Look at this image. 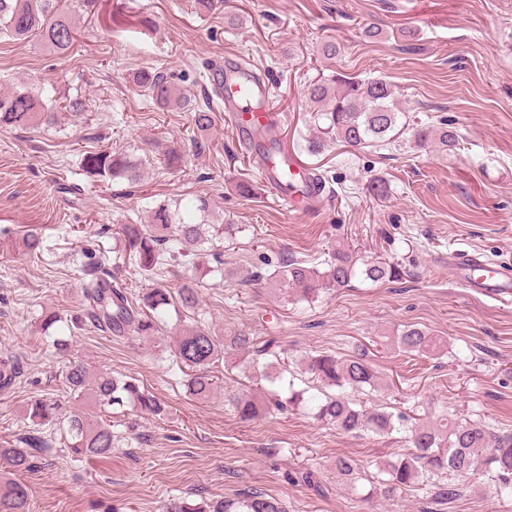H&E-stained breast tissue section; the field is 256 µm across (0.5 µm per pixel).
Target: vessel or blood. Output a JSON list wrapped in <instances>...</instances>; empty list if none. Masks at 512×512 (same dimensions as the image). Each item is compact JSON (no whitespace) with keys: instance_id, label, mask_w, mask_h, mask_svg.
<instances>
[{"instance_id":"1","label":"vessel or blood","mask_w":512,"mask_h":512,"mask_svg":"<svg viewBox=\"0 0 512 512\" xmlns=\"http://www.w3.org/2000/svg\"><path fill=\"white\" fill-rule=\"evenodd\" d=\"M209 78L220 93L226 121L278 203L296 212L323 208L327 196L319 177L289 149L282 134L285 115L268 106L267 80L234 56L215 64ZM448 266L465 287L503 303L512 300V271L491 265L479 251H455Z\"/></svg>"}]
</instances>
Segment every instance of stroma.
I'll return each mask as SVG.
<instances>
[{
	"label": "stroma",
	"instance_id": "stroma-1",
	"mask_svg": "<svg viewBox=\"0 0 512 512\" xmlns=\"http://www.w3.org/2000/svg\"><path fill=\"white\" fill-rule=\"evenodd\" d=\"M69 11L76 40L66 53L0 39V87L32 82L85 101L79 120L0 127V355L19 366L14 385L0 390V443L18 445L36 430L26 415L31 400L83 409L64 379L72 362L93 375L137 379L164 412L113 410L121 442L97 460L68 454L56 427L39 429L46 445L22 476L31 512H163L171 499L199 504L246 488L281 500L287 512H512V497L498 496V476L485 471L443 505L429 482L391 500H363L337 482L336 457L370 476L403 450L399 437L345 434L294 407L241 421L224 393L255 390V380L216 365L222 388L199 400L171 357L177 333L195 323L243 329L277 341L284 379L301 390L317 385L302 358H343L365 343L390 387L354 393L360 405L423 419L454 413L512 432V305L462 288L448 267L455 249L512 267V0H216L207 14L195 0H97L92 8L70 0ZM371 26L384 38L368 39ZM329 40L340 46L332 59L321 52ZM230 53L270 75L285 136L331 191L321 210L286 211L237 152L224 120L199 133L190 113L152 108L131 81L156 67L200 100L211 88L208 64ZM339 73L384 76L408 116L448 121L456 147L441 154L405 140L353 150L319 137L323 121L305 90ZM157 140L189 149L186 168H162ZM101 147L145 158L143 180L82 175L84 153ZM243 183L250 194L240 192ZM72 184L81 197L67 193ZM199 197L235 227L220 245L230 278L206 275L197 311L170 315L156 335L86 325L56 346L43 315L67 322L85 309L76 253L111 250L116 225L144 223L156 202ZM30 224L45 227L36 257L21 242ZM340 245L404 273L380 283L356 278L313 303L269 288V274L288 260L311 263ZM410 324L447 339V352L407 357L380 345ZM308 470L316 484L299 481Z\"/></svg>",
	"mask_w": 512,
	"mask_h": 512
}]
</instances>
